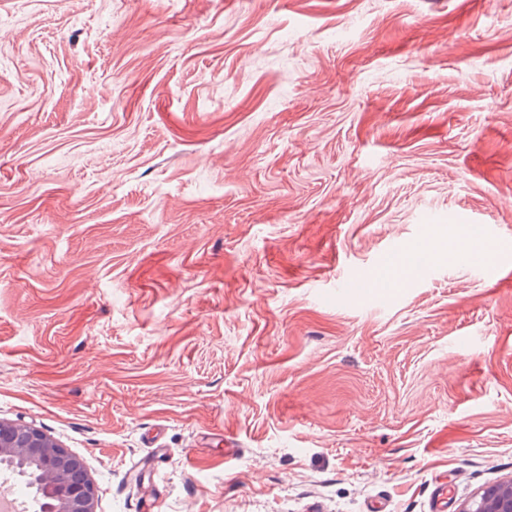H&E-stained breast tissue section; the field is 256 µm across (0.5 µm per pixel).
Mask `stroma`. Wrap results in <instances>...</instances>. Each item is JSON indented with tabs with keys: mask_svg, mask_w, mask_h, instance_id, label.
<instances>
[{
	"mask_svg": "<svg viewBox=\"0 0 512 512\" xmlns=\"http://www.w3.org/2000/svg\"><path fill=\"white\" fill-rule=\"evenodd\" d=\"M0 419L97 512L511 479L512 0H0ZM405 277L397 256L389 254L383 258L376 273L370 275L359 288H395L401 285Z\"/></svg>",
	"mask_w": 512,
	"mask_h": 512,
	"instance_id": "35a3bbf8",
	"label": "stroma"
}]
</instances>
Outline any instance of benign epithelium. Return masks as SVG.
I'll return each mask as SVG.
<instances>
[{
    "label": "benign epithelium",
    "instance_id": "7a95c632",
    "mask_svg": "<svg viewBox=\"0 0 512 512\" xmlns=\"http://www.w3.org/2000/svg\"><path fill=\"white\" fill-rule=\"evenodd\" d=\"M0 452L39 464L52 512H96L98 491L82 460L40 429L0 420ZM461 512H512V480L486 486Z\"/></svg>",
    "mask_w": 512,
    "mask_h": 512
}]
</instances>
